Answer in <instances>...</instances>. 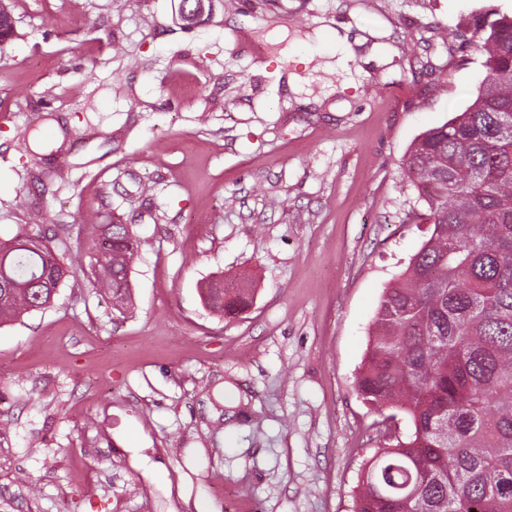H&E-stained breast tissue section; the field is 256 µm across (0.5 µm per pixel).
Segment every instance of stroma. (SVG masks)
Wrapping results in <instances>:
<instances>
[{
  "label": "stroma",
  "instance_id": "35a3bbf8",
  "mask_svg": "<svg viewBox=\"0 0 512 512\" xmlns=\"http://www.w3.org/2000/svg\"><path fill=\"white\" fill-rule=\"evenodd\" d=\"M13 0L0 240L52 237V307L0 325V512H352L384 444L355 390L380 299L427 237L401 162L485 77L512 0ZM39 212L31 223V212ZM141 240L134 309L88 280ZM252 290L234 319L211 279ZM101 237L88 247L92 284L112 299V309L124 315L132 306L131 266L139 253L138 236L126 224H93Z\"/></svg>",
  "mask_w": 512,
  "mask_h": 512
}]
</instances>
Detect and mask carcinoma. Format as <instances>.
<instances>
[{
    "instance_id": "cac0c4a2",
    "label": "carcinoma",
    "mask_w": 512,
    "mask_h": 512,
    "mask_svg": "<svg viewBox=\"0 0 512 512\" xmlns=\"http://www.w3.org/2000/svg\"><path fill=\"white\" fill-rule=\"evenodd\" d=\"M486 76L476 97L425 131L402 160L430 235L383 294L356 377L380 415L412 430L368 462L353 512H512V15L474 18ZM92 284L123 315L132 306L138 236L97 224ZM68 270L54 241L22 227L0 244V323L54 303ZM206 306L243 312L251 289Z\"/></svg>"
}]
</instances>
